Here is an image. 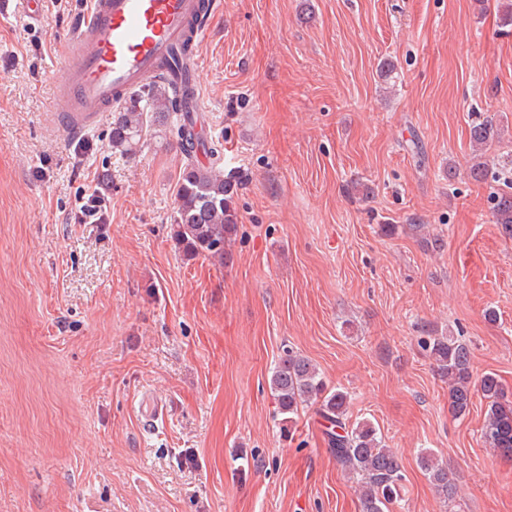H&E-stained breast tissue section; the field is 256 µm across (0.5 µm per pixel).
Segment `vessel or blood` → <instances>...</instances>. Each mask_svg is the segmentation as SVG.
I'll return each instance as SVG.
<instances>
[{
	"label": "vessel or blood",
	"mask_w": 512,
	"mask_h": 512,
	"mask_svg": "<svg viewBox=\"0 0 512 512\" xmlns=\"http://www.w3.org/2000/svg\"><path fill=\"white\" fill-rule=\"evenodd\" d=\"M222 0H86L69 35L56 116L75 135L148 82L167 78L193 91L177 106L200 111L198 60L182 50L201 42ZM29 25L46 20L43 0H0V12Z\"/></svg>",
	"instance_id": "vessel-or-blood-1"
}]
</instances>
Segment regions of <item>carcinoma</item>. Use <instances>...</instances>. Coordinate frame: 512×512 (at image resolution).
<instances>
[{
	"label": "carcinoma",
	"mask_w": 512,
	"mask_h": 512,
	"mask_svg": "<svg viewBox=\"0 0 512 512\" xmlns=\"http://www.w3.org/2000/svg\"><path fill=\"white\" fill-rule=\"evenodd\" d=\"M186 96L185 87L170 88L163 81H154L136 91L115 112L112 149L123 155L135 154L142 139L167 125L173 104ZM169 131L177 138L186 159L176 191V241L194 257L222 262L237 227L234 184L212 169L199 166L195 159L203 153L211 165H219L223 161V146L204 138L189 112L181 113ZM499 135L491 119L470 130L477 152ZM493 218L512 237L511 191L495 196ZM423 345L440 377L448 379V412L456 418L466 416L472 391L481 392L487 400L483 440L503 456L512 457V397L505 393L498 375L489 372L479 381H472L470 348L456 336H437L423 341ZM270 389L285 427L293 424L301 408L317 405L316 412L330 424L327 438L333 456L345 473L360 484V512H389L391 505L401 501L402 473L397 456L385 447L371 421L349 423L348 393L328 388L321 372L308 358L291 349L283 350L272 371ZM419 465L438 495L446 502L453 500L456 486L448 476V468L428 451L420 455Z\"/></svg>",
	"instance_id": "cac0c4a2"
}]
</instances>
